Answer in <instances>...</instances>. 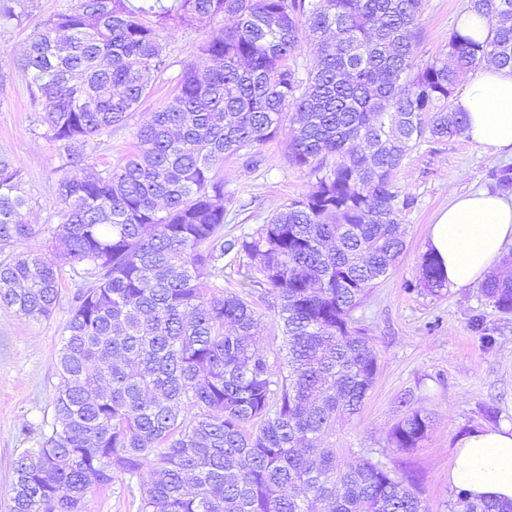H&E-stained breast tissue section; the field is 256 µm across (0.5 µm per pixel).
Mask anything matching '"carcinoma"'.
<instances>
[{
    "mask_svg": "<svg viewBox=\"0 0 512 512\" xmlns=\"http://www.w3.org/2000/svg\"><path fill=\"white\" fill-rule=\"evenodd\" d=\"M424 0H78L36 27L20 68L45 135L69 148L125 122L167 68L170 21L210 27L177 93L151 113L136 149L96 170L69 155L52 243L86 267L55 358V419L13 465L9 512H84L88 490L146 469L138 512H429L413 478L364 455L344 464L327 436L371 390L377 359L350 327L406 244L394 179L421 142L465 133L460 73L512 68V0H468L479 42L457 30L417 63ZM233 21L219 25V18ZM317 46L305 74L288 64ZM288 121V163L314 178L251 233L224 237V159L257 167ZM21 169L0 152V252L38 237ZM257 261L250 287L274 296L286 354L256 347L247 297L212 280L224 259ZM420 286L447 288L422 257ZM512 313V278L481 285ZM62 299L57 266L30 250L0 261V307L33 320ZM413 411L393 429L415 448ZM451 512H512L456 495Z\"/></svg>",
    "mask_w": 512,
    "mask_h": 512,
    "instance_id": "obj_1",
    "label": "carcinoma"
}]
</instances>
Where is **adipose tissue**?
Here are the masks:
<instances>
[{
	"instance_id": "adipose-tissue-1",
	"label": "adipose tissue",
	"mask_w": 512,
	"mask_h": 512,
	"mask_svg": "<svg viewBox=\"0 0 512 512\" xmlns=\"http://www.w3.org/2000/svg\"><path fill=\"white\" fill-rule=\"evenodd\" d=\"M453 107L467 116L474 143L512 156V69L495 65L465 76ZM512 245V194L489 189L452 193L431 227L428 251L449 287H468L495 268ZM448 469L449 484L470 497L512 499V424L483 426L461 435Z\"/></svg>"
}]
</instances>
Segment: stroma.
<instances>
[{
    "label": "stroma",
    "instance_id": "obj_1",
    "mask_svg": "<svg viewBox=\"0 0 512 512\" xmlns=\"http://www.w3.org/2000/svg\"><path fill=\"white\" fill-rule=\"evenodd\" d=\"M70 0H0L12 6L16 19L0 21V152L10 154L22 170L25 187L39 204L43 230L16 245V252L39 250L62 269V301L49 319L36 321L0 307V512H8L13 464L27 448L36 447L42 429L52 422L57 382L55 355L70 315L72 298L85 280L81 265L64 262L51 242L55 214L56 171L66 162L60 143L45 135L41 108L34 104L19 57L33 27L52 19ZM467 0H426L419 17V63L437 55ZM205 27L178 26L164 45L168 69L152 92L122 126L94 137L83 147L86 164L112 168L133 152L136 133L151 112L169 100L186 66L201 63ZM287 130L260 149L259 166L225 161L226 191L248 200L247 210L228 205L225 236L250 232L281 204L308 191V170L288 163ZM512 158L471 142L467 137L425 142L403 162L395 180L410 206L401 214L406 249L396 270L378 280L354 317L371 339L378 372L360 412L338 422L328 441L341 462L360 455H383L399 472L411 475L430 512H450L457 492L448 484V468L458 438L485 425L482 407L492 406L498 420L512 423V314L499 312L480 285L447 288L440 295L406 289L418 281L426 251L428 227L447 207L451 192L493 188L492 169L511 166ZM427 414L431 426L415 448L400 450L389 443L393 428L409 413ZM85 512H137L124 476L91 489Z\"/></svg>",
    "mask_w": 512,
    "mask_h": 512
}]
</instances>
